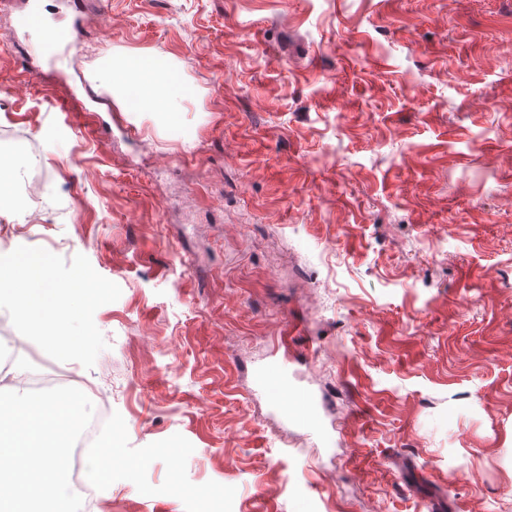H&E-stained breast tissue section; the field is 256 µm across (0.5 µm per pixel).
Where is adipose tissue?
I'll return each mask as SVG.
<instances>
[{
  "label": "adipose tissue",
  "mask_w": 512,
  "mask_h": 512,
  "mask_svg": "<svg viewBox=\"0 0 512 512\" xmlns=\"http://www.w3.org/2000/svg\"><path fill=\"white\" fill-rule=\"evenodd\" d=\"M96 79L103 90L115 97L136 95L140 111L172 114L181 109L184 95L180 87L152 56L135 55L113 61ZM50 266L46 254L14 253L0 263V296L11 295L20 307L23 327L63 344L67 338L60 335L57 323L68 314L65 291L45 279Z\"/></svg>",
  "instance_id": "ef3b65f1"
}]
</instances>
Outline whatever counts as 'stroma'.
<instances>
[{
    "label": "stroma",
    "instance_id": "obj_1",
    "mask_svg": "<svg viewBox=\"0 0 512 512\" xmlns=\"http://www.w3.org/2000/svg\"><path fill=\"white\" fill-rule=\"evenodd\" d=\"M80 3L51 53L0 0V253L98 291L26 345L110 398L104 512H512V0ZM138 54L176 118L94 89ZM290 395L289 401L287 399L280 404L281 412L298 424H310L313 421V415L308 394L302 390H295Z\"/></svg>",
    "mask_w": 512,
    "mask_h": 512
}]
</instances>
